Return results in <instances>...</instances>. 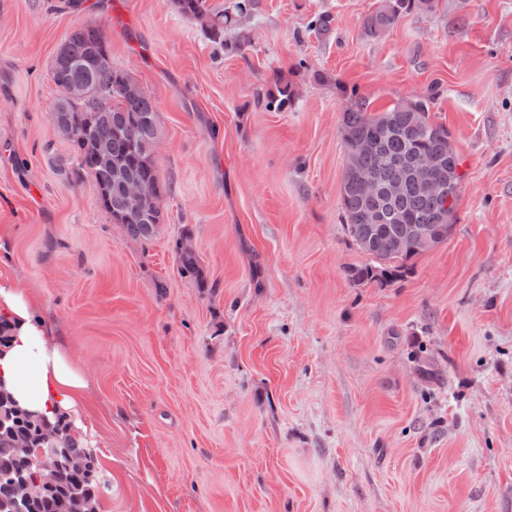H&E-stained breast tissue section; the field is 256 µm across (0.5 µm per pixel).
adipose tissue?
<instances>
[{
  "label": "adipose tissue",
  "instance_id": "ef3b65f1",
  "mask_svg": "<svg viewBox=\"0 0 512 512\" xmlns=\"http://www.w3.org/2000/svg\"><path fill=\"white\" fill-rule=\"evenodd\" d=\"M37 308L31 288L0 273V318L10 329L0 350V381L21 407L68 424L78 415L88 381Z\"/></svg>",
  "mask_w": 512,
  "mask_h": 512
}]
</instances>
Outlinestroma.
I'll return each mask as SVG.
<instances>
[{
	"label": "stroma",
	"mask_w": 512,
	"mask_h": 512,
	"mask_svg": "<svg viewBox=\"0 0 512 512\" xmlns=\"http://www.w3.org/2000/svg\"><path fill=\"white\" fill-rule=\"evenodd\" d=\"M377 3L254 0L223 51L172 0H0V272L90 383L99 512H512V0H435L374 39ZM90 21L156 104L147 241L73 180L51 121L55 53ZM429 92L452 233L353 286L343 111Z\"/></svg>",
	"instance_id": "stroma-1"
}]
</instances>
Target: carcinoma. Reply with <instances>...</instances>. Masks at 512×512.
<instances>
[{
  "instance_id": "1",
  "label": "carcinoma",
  "mask_w": 512,
  "mask_h": 512,
  "mask_svg": "<svg viewBox=\"0 0 512 512\" xmlns=\"http://www.w3.org/2000/svg\"><path fill=\"white\" fill-rule=\"evenodd\" d=\"M178 12L201 24L209 38L224 47V31L233 29L237 16L252 8V0H239L235 12L213 13L206 0H173ZM434 0H380L378 8L364 20V30L373 38L386 34L404 10L430 12ZM59 52L65 61L52 66V80L80 83L84 86L77 98L55 99L50 112L53 123L64 136L77 158L71 174L92 181L100 205L112 216V221L124 227L127 236L137 241L149 240L163 223L160 193L150 202L156 214L153 221L130 218L124 213V202L116 188L110 169L97 166L96 156L105 148L122 157L126 174L141 181L160 183L154 150L158 142L157 111L153 99L144 92L134 97L114 91L112 111L103 112L97 106L96 94L109 84L132 80L125 70L112 67L108 45L101 42L99 28L89 22L76 29L61 44ZM432 97L419 95L398 99L390 108L370 114L361 105L344 109L340 136L345 153L366 140L373 141L374 151L359 158L369 170L374 182L385 185L391 181L393 162L412 164L421 152L436 162L435 178L446 188H459L458 157L451 133L442 124L430 120ZM445 201L420 192L415 186L400 197L376 200L371 189L343 172L341 200L343 217L349 236L358 244L366 243V253L376 260L374 265L352 267L349 282L356 286L375 284L383 287L403 276L421 256L415 244L407 240L409 224H452L455 222V201ZM386 208L387 218L376 226L365 219L366 211L376 205ZM181 271L202 278V269L194 250L180 248ZM0 499L13 495L18 475L26 477L32 486V507L26 512H99V502L93 485L91 458L86 448L67 428L51 425L21 410L11 394L0 386ZM61 437L72 458L67 471L47 470L18 454V444L44 448Z\"/></svg>"
}]
</instances>
